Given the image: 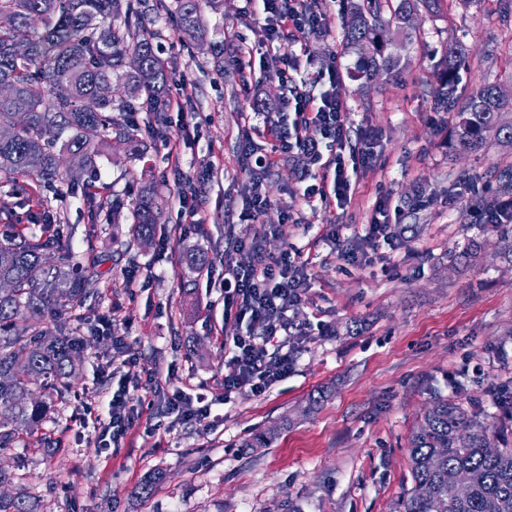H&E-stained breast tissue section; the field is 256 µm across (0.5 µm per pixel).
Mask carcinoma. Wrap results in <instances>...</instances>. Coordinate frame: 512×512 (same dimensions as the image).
I'll return each instance as SVG.
<instances>
[{
	"label": "carcinoma",
	"mask_w": 512,
	"mask_h": 512,
	"mask_svg": "<svg viewBox=\"0 0 512 512\" xmlns=\"http://www.w3.org/2000/svg\"><path fill=\"white\" fill-rule=\"evenodd\" d=\"M442 0H359L344 25L346 44L367 45L357 60V73L368 79L402 67L401 45L384 40L381 31L395 27L402 45L418 38L419 13L438 11ZM141 0H0V82L14 88L0 100V125L18 113L26 124L15 137L0 142V174L10 181L35 186L65 184L63 156H73L86 170L94 167L104 146L117 140L138 150L140 126L119 122L112 112H148L161 121L167 110V69L142 22ZM222 0H176L175 20L183 33L203 41L209 29L206 11L218 13ZM28 46L24 58L13 47ZM139 67H127L128 58ZM441 65L446 85L436 93L455 112L457 145L476 151L489 141L512 149V75L485 81L461 97L466 54L448 44ZM118 80L125 98L99 94L102 85ZM40 233L0 234V455L39 432L47 415L43 397L62 398L72 390L76 358L85 338V308L99 295L98 279L77 272L90 257L74 253L64 229L49 216L36 217ZM156 191L144 186L133 207L132 236L149 240L159 223ZM499 258L512 263V227L500 225ZM512 414L494 427L470 413L462 403L438 398L427 407L410 436L413 487L399 512H512V448L504 428ZM502 445L495 455L485 449ZM461 469L471 477V492L456 496L448 471ZM16 473L0 466V512H41L40 499L16 488Z\"/></svg>",
	"instance_id": "1"
}]
</instances>
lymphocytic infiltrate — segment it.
Returning a JSON list of instances; mask_svg holds the SVG:
<instances>
[{
	"instance_id": "lymphocytic-infiltrate-1",
	"label": "lymphocytic infiltrate",
	"mask_w": 512,
	"mask_h": 512,
	"mask_svg": "<svg viewBox=\"0 0 512 512\" xmlns=\"http://www.w3.org/2000/svg\"><path fill=\"white\" fill-rule=\"evenodd\" d=\"M265 17L260 25L261 46L273 48L283 39L305 45L309 37L323 35L328 17L320 0H262ZM313 82L328 81L320 96L293 89L285 103L297 121L287 129L271 113L258 118L269 138L267 147L256 145L250 130H243L241 164L248 176L250 219H258L267 206L260 192L261 184L278 159L287 156L300 165L302 196L306 202H350L354 186L344 161L342 148L349 131V107L340 65L328 71L317 70ZM320 165L312 173L311 165ZM399 221L391 214L388 200L377 201L374 214L360 239L345 236L342 225H334L330 237L338 255L348 264L360 266L369 246L394 245L399 236ZM311 289L307 264L294 261L290 253L270 257L255 253L249 268L224 263V317L247 320L245 335L234 337V356L224 366V392L266 393L275 382L286 378L296 363L298 350L294 338L298 329L289 317L290 309L302 304Z\"/></svg>"
}]
</instances>
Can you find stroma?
Listing matches in <instances>:
<instances>
[{"label":"stroma","mask_w":512,"mask_h":512,"mask_svg":"<svg viewBox=\"0 0 512 512\" xmlns=\"http://www.w3.org/2000/svg\"><path fill=\"white\" fill-rule=\"evenodd\" d=\"M329 26L310 37L294 75L340 61L352 129L345 158L358 147L357 128L378 130L375 160L357 167L355 194L343 207L307 203L299 190L296 161L281 158L263 183L268 205L258 221L247 218V175L239 164L238 130L249 108L243 86L251 84L272 102L288 98L277 76L294 51L280 42L262 55L256 18L260 0H224L208 14L207 43L180 34L171 14L155 0L142 10L153 43L168 69V85L191 84L190 99L167 110L164 137L143 134L139 155L113 142L95 172L99 203L82 191L63 196L15 191L0 177V217L30 223L39 209L66 225L75 253L93 251L90 272L100 294L91 307L97 322L76 366L69 398L53 399L43 425L50 447L31 445L0 456V465L26 477L41 497L43 512H398L412 487L409 438L425 408L438 397L462 402L489 423L512 411V265L496 255L499 234L484 223L480 196L508 198L503 170L512 150L488 143L477 153L453 146L454 115L435 101L442 47L460 42L469 60L462 84L512 73V0H443L438 17L422 15L417 43L403 54L395 75L374 81L353 75L358 54L343 39L349 7L326 0ZM235 44L237 62L216 67L211 44ZM196 130L183 135L182 114ZM176 146L180 164L167 162ZM204 176L201 227L178 223L177 188ZM157 189L160 222L155 241L133 239L132 207L143 180ZM400 206L404 232L397 249L371 250L361 267L347 264L327 234L332 224L347 235L363 232L377 200ZM119 201L118 223L106 221L105 203ZM170 237L169 249L159 240ZM257 237L261 250L277 256L296 250L307 260L312 288L292 314L294 322H322L325 334L300 339L297 362L287 378L265 394L241 391L225 397L224 365L234 355L229 337L245 325L224 321L222 260L253 262L235 252L240 237ZM482 248L477 265L462 257ZM205 254L212 272L193 270L189 254ZM150 271L147 288L129 294L124 273ZM125 334L134 359L119 371L112 357V331ZM164 371L147 388L151 371ZM129 388L149 403L144 421L104 447L97 414L113 391ZM188 387L204 394L211 415L185 424L168 408L169 397ZM324 402L308 410L309 394ZM271 443L245 447L256 433ZM161 478L151 497L140 494L151 475Z\"/></svg>","instance_id":"stroma-1"}]
</instances>
